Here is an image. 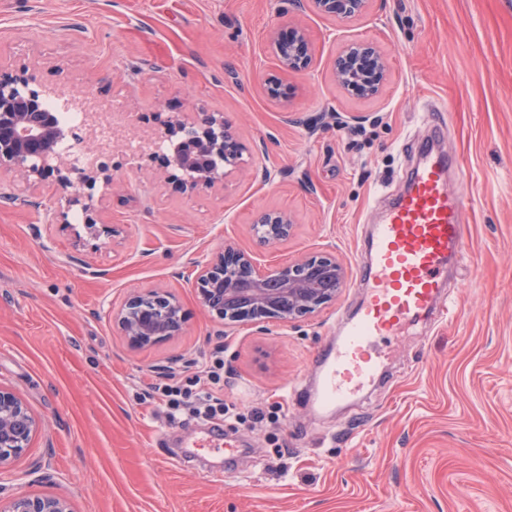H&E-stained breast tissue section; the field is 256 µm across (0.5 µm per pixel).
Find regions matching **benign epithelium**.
Listing matches in <instances>:
<instances>
[{"label": "benign epithelium", "mask_w": 512, "mask_h": 512, "mask_svg": "<svg viewBox=\"0 0 512 512\" xmlns=\"http://www.w3.org/2000/svg\"><path fill=\"white\" fill-rule=\"evenodd\" d=\"M308 8L333 18H351L365 13L372 0H305ZM280 67L285 71H306L312 66L310 35L298 23L289 37L273 32L269 37ZM388 77L385 57L372 44L352 43L334 62V78L344 89L362 97L378 94ZM36 69L30 66L8 68L0 65V172L7 171L27 183L49 177L67 187L76 173L91 187L97 181L110 185L106 156L109 151L99 143L92 113H84L83 122L68 129L61 126L55 112L44 111L50 92L35 88ZM71 138L91 159L80 167L58 143ZM171 150L165 156L169 167L184 175L185 190L213 188L224 183L228 171L244 164L247 147L224 122V113L203 116L175 113L161 121L153 141L139 147L137 156L153 157L162 147ZM293 220L286 212H265L251 232L263 242L288 238ZM195 288L201 306L231 325L243 320L261 321L279 318L292 321L314 313L335 300L338 289L321 285L322 276L336 275V284L345 277L343 264L336 255L325 253L263 271L247 251L227 246L210 259L193 261ZM120 335L135 348L155 345L178 335L183 315L177 297L155 289L130 295L113 312ZM40 420L12 389L0 385V470L25 457ZM0 512H71L61 497L17 494L8 502L0 501Z\"/></svg>", "instance_id": "1"}]
</instances>
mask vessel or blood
Returning <instances> with one entry per match:
<instances>
[{
	"instance_id": "obj_1",
	"label": "vessel or blood",
	"mask_w": 512,
	"mask_h": 512,
	"mask_svg": "<svg viewBox=\"0 0 512 512\" xmlns=\"http://www.w3.org/2000/svg\"><path fill=\"white\" fill-rule=\"evenodd\" d=\"M452 159L424 153L410 173L405 191L376 224L370 258L359 269V281L369 290L356 320L341 342L320 357V388L313 397L322 410L369 381L380 356L375 341L396 335L407 323L449 307L443 295L447 265L464 253L461 195L447 186ZM233 452L221 433L190 434L184 445Z\"/></svg>"
}]
</instances>
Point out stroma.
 Wrapping results in <instances>:
<instances>
[{
    "label": "stroma",
    "instance_id": "obj_1",
    "mask_svg": "<svg viewBox=\"0 0 512 512\" xmlns=\"http://www.w3.org/2000/svg\"><path fill=\"white\" fill-rule=\"evenodd\" d=\"M300 23L313 64L281 69L271 32ZM370 42L389 77L367 99L338 86L341 50ZM38 62V81L115 112L107 188L0 173V385L40 419L4 495L67 498L72 512H512V0H372L331 19L293 0H0V64ZM281 82L288 103L265 87ZM172 112H220L252 156L215 189L182 192L162 159L127 143ZM446 124L459 170L465 255L452 312L379 344L374 379L327 414L298 396L363 299V244L399 188L403 145ZM285 211L289 238L250 227ZM118 236L84 235L86 216ZM230 245L261 268L335 253V300L292 322L225 328L200 306L192 260ZM162 289L179 335L134 349L112 311ZM224 360V400L250 448L186 455L156 404L155 379L207 383Z\"/></svg>",
    "mask_w": 512,
    "mask_h": 512
}]
</instances>
